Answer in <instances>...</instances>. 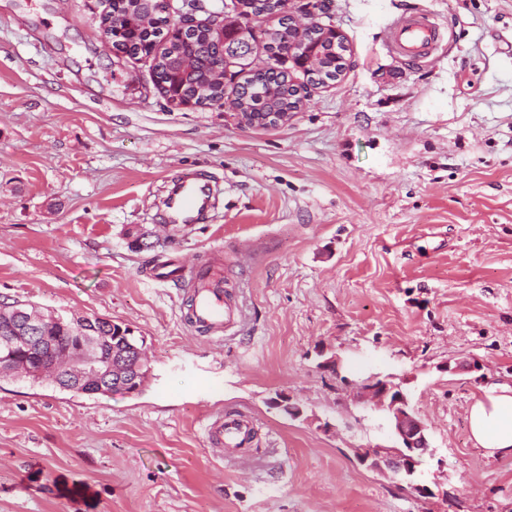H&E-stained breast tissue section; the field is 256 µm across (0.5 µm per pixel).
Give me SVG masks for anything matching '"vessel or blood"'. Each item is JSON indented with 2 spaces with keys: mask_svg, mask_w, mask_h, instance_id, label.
Returning <instances> with one entry per match:
<instances>
[{
  "mask_svg": "<svg viewBox=\"0 0 512 512\" xmlns=\"http://www.w3.org/2000/svg\"><path fill=\"white\" fill-rule=\"evenodd\" d=\"M438 38L436 25L416 12L401 16L389 31L391 50L408 60L428 56L436 48ZM205 205L203 186L195 181H183L180 191L169 203L170 218L183 228H191L197 212ZM152 278L158 282L188 279L190 305L187 313L192 325L199 329L218 334L237 322V307L227 301L224 281L213 271L200 268L189 272L182 266L169 264L156 268ZM206 434L210 447L222 454L238 456L252 445L254 423L235 412L222 413L209 421Z\"/></svg>",
  "mask_w": 512,
  "mask_h": 512,
  "instance_id": "obj_1",
  "label": "vessel or blood"
}]
</instances>
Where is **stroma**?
Wrapping results in <instances>:
<instances>
[{
	"label": "stroma",
	"instance_id": "35a3bbf8",
	"mask_svg": "<svg viewBox=\"0 0 512 512\" xmlns=\"http://www.w3.org/2000/svg\"><path fill=\"white\" fill-rule=\"evenodd\" d=\"M328 2L342 76L256 129L170 107L152 58L103 40L110 0H0V296L129 325L150 357L131 395L0 380V512H512V457L468 429L512 381V0ZM409 8L442 36L419 65L388 45ZM187 176L213 208L136 250ZM169 259L221 265L240 323L192 327L147 277ZM372 375L427 428L415 484L354 457L399 444ZM228 410L258 428L239 462L206 439Z\"/></svg>",
	"mask_w": 512,
	"mask_h": 512
}]
</instances>
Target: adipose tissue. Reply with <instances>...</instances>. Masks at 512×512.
Instances as JSON below:
<instances>
[{
  "label": "adipose tissue",
  "instance_id": "adipose-tissue-1",
  "mask_svg": "<svg viewBox=\"0 0 512 512\" xmlns=\"http://www.w3.org/2000/svg\"><path fill=\"white\" fill-rule=\"evenodd\" d=\"M468 420L475 447L491 458L512 456V384L487 388L471 405Z\"/></svg>",
  "mask_w": 512,
  "mask_h": 512
}]
</instances>
